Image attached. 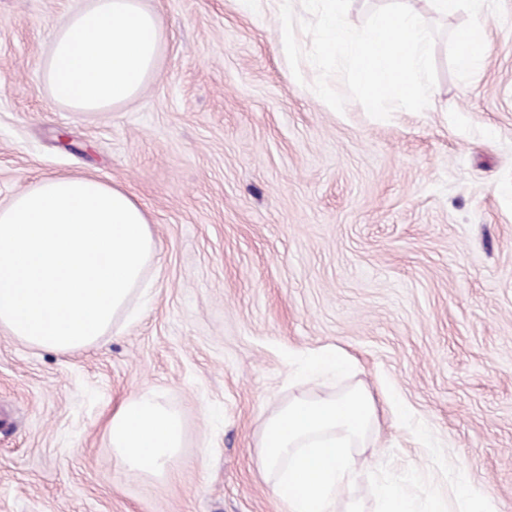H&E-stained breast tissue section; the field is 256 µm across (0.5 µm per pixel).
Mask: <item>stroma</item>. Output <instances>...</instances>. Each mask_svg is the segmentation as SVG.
Instances as JSON below:
<instances>
[{"mask_svg": "<svg viewBox=\"0 0 512 512\" xmlns=\"http://www.w3.org/2000/svg\"><path fill=\"white\" fill-rule=\"evenodd\" d=\"M85 0H0V204L48 175L127 188L156 243L149 293L116 335L70 353L0 332V512H285L258 465L264 417L297 394L298 358L354 369L317 395L390 391L355 495L377 478L419 508L466 466L512 512V0L487 13L470 81L447 60L420 113L336 112L293 76L272 14L237 0H141L162 31L132 101L72 112L41 80L54 33ZM143 390L178 410L165 477L127 473L104 425ZM347 359L338 350L327 351L320 355L310 356L304 366V371L310 375L323 370L341 371L346 368Z\"/></svg>", "mask_w": 512, "mask_h": 512, "instance_id": "1", "label": "stroma"}]
</instances>
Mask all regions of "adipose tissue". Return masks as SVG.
<instances>
[{
	"instance_id": "obj_1",
	"label": "adipose tissue",
	"mask_w": 512,
	"mask_h": 512,
	"mask_svg": "<svg viewBox=\"0 0 512 512\" xmlns=\"http://www.w3.org/2000/svg\"><path fill=\"white\" fill-rule=\"evenodd\" d=\"M156 245L132 193L92 176H46L0 206V331L71 352L119 332ZM117 467L163 476L184 442L180 414L140 392L106 425Z\"/></svg>"
}]
</instances>
